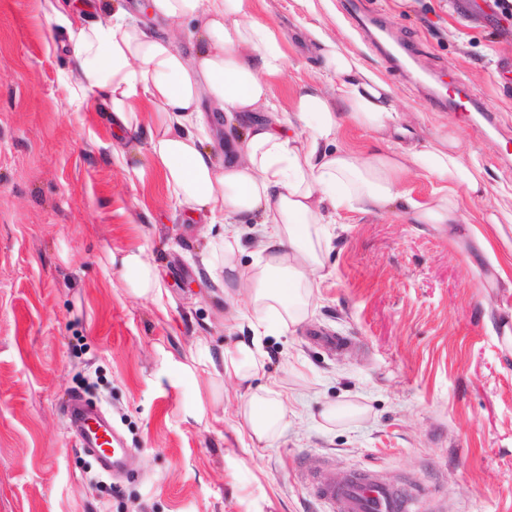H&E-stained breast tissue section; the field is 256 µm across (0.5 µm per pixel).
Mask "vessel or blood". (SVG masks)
I'll list each match as a JSON object with an SVG mask.
<instances>
[{
  "label": "vessel or blood",
  "mask_w": 512,
  "mask_h": 512,
  "mask_svg": "<svg viewBox=\"0 0 512 512\" xmlns=\"http://www.w3.org/2000/svg\"><path fill=\"white\" fill-rule=\"evenodd\" d=\"M66 413L81 448L95 458L101 470L112 476L119 474L129 451L121 446L101 410L76 395L67 400ZM311 484L328 512H410L407 494L373 468L339 470L328 466L313 476Z\"/></svg>",
  "instance_id": "b4317fda"
}]
</instances>
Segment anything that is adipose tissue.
<instances>
[{
    "instance_id": "obj_1",
    "label": "adipose tissue",
    "mask_w": 512,
    "mask_h": 512,
    "mask_svg": "<svg viewBox=\"0 0 512 512\" xmlns=\"http://www.w3.org/2000/svg\"><path fill=\"white\" fill-rule=\"evenodd\" d=\"M255 0H149L160 23L198 20L201 42L185 56L171 39L124 9L77 28L73 49L77 90L101 92L116 122L138 126L131 107L142 98L154 108L150 154L178 208L192 218L224 225L206 260L210 277L245 295L253 332L280 333L308 315L313 286L326 276L325 211L402 212L411 224L452 228L464 223L468 202L483 196L485 171L464 159L453 129L403 146L412 131L394 104L390 85L352 52L313 30L323 59V88L304 90L292 111L273 102L269 80L286 67L273 31L254 17ZM247 120L241 143L225 163L205 148L202 99ZM266 118L251 120L253 112ZM383 135L367 151L339 147L344 124ZM427 179L426 199L406 182ZM256 224L262 237L252 265L239 262V227ZM122 276L133 292L161 297L163 282L145 249L124 254ZM225 375L249 384L237 416L252 440L269 443L286 424L281 394L257 384L264 355L257 342H238L216 359Z\"/></svg>"
}]
</instances>
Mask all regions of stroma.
I'll return each instance as SVG.
<instances>
[{"label": "stroma", "instance_id": "1", "mask_svg": "<svg viewBox=\"0 0 512 512\" xmlns=\"http://www.w3.org/2000/svg\"><path fill=\"white\" fill-rule=\"evenodd\" d=\"M255 3L287 56L270 81L281 109L320 84V28L392 85L418 136L456 127L486 194L452 235L394 212L329 225V276L307 319L260 339L259 380L279 386L288 424L253 444L236 417L243 387L206 362L190 379L180 370L200 346L216 354L252 337L245 296L229 305L204 270L223 225L175 208L149 153L152 106L133 100L134 133L101 93L75 101L68 24L45 0H0V512H321L309 479L329 464L377 467L413 512H512V284L493 268L512 277V230L481 221L512 207V21L493 0H363L388 42L414 44L418 73L448 91L460 78L494 108L482 133L431 108L345 0ZM477 233L493 257L467 256ZM140 247L162 299L135 295L109 263ZM325 336L346 338L344 350ZM78 392L130 448L122 478L96 480L75 447L63 407ZM343 401L368 412L323 424L321 407Z\"/></svg>", "mask_w": 512, "mask_h": 512}]
</instances>
